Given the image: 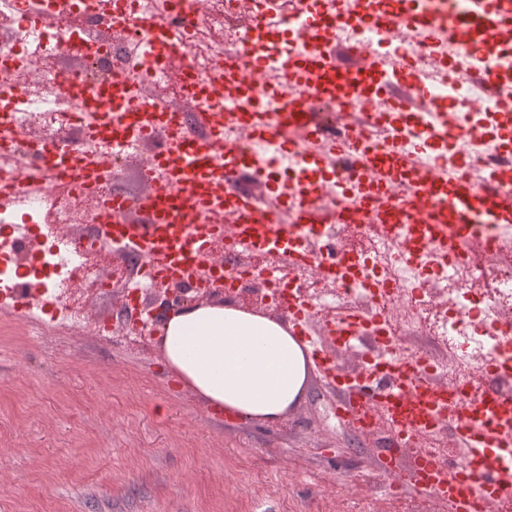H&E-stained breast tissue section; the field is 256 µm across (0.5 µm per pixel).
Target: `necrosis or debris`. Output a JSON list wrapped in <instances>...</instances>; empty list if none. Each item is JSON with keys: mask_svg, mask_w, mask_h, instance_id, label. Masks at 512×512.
Returning <instances> with one entry per match:
<instances>
[{"mask_svg": "<svg viewBox=\"0 0 512 512\" xmlns=\"http://www.w3.org/2000/svg\"><path fill=\"white\" fill-rule=\"evenodd\" d=\"M323 3L304 0L299 9L293 0H286L285 22L272 30L259 23L262 0H251L247 7L241 0H175L174 14H193L201 20L193 41L182 49L184 65L194 75L209 73L219 65L248 70L257 62L267 71L279 69L284 56L305 55L307 44L299 32L321 12ZM94 8L93 0H55L56 19L48 23L26 13L22 0H0V108L8 106L18 89L29 92L27 105L14 118L25 138L10 149L7 164L0 167V180L23 185L20 192L0 194V277L14 279L9 300L30 310L39 306L31 278L49 280L58 320L108 339L137 321L139 297H130L120 317L107 320L91 319L86 306L112 284L143 277L145 264L130 255L110 270H103L102 262L110 251L80 245V238L87 235L81 224L87 213L99 212L114 185L126 181L129 175H136L141 186H148L155 175L153 159L147 155L145 144L126 141L112 149L111 180L96 187L30 175L36 163V147L42 142L56 141L91 156L98 150L93 140L81 137L79 102L67 94L65 86L108 81L112 76L111 58L86 61L61 55L52 80L37 75L32 68L62 32H69L76 42L91 35L107 41V34L98 33L91 19ZM335 44L347 51L364 47L375 54L408 57L427 77L421 96L428 101L447 102L452 111L460 113L461 121L448 139V154L453 157L470 152L471 176H481L490 166H512V150L500 140L490 139L488 150L483 152L471 147L474 133L507 120L498 91L476 78L445 79L439 53L426 38L415 34L394 38L372 20L341 26ZM142 86L146 103L165 108L173 116L192 115L201 107L190 85L178 84L165 67H156L145 75ZM325 110L336 116L328 133L367 131L375 140L384 138L382 127L373 120L372 109L360 99L339 100L326 105ZM224 140L243 151L268 154L277 173L292 176L300 167L297 150L281 153L278 146L260 141L240 127L226 125ZM345 187L344 181L332 178L315 201L329 217L324 231L339 240L343 252L365 264L368 274L380 280V287L340 284L316 274L307 265H295L271 276L267 273L271 257L252 253L233 268L231 280L224 287L225 299L246 298L269 306L290 287L304 293L317 309L355 306L365 315L386 321V333L393 339L392 356L421 361L436 377L468 388L498 365L512 364V253L484 245L444 266L406 261L402 237L377 232L372 225L359 221L338 222L336 214ZM412 336L432 340L435 352L429 355L412 348L408 342ZM445 436V431L438 430L408 439L399 473L385 478L390 499L407 501L409 512H447L440 500L406 495L417 455L439 461L448 456L443 445Z\"/></svg>", "mask_w": 512, "mask_h": 512, "instance_id": "4bbe7bcc", "label": "necrosis or debris"}]
</instances>
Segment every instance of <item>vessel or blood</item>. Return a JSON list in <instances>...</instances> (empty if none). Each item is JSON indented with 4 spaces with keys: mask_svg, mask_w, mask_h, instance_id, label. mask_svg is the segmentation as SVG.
I'll use <instances>...</instances> for the list:
<instances>
[{
    "mask_svg": "<svg viewBox=\"0 0 512 512\" xmlns=\"http://www.w3.org/2000/svg\"><path fill=\"white\" fill-rule=\"evenodd\" d=\"M370 0H326L322 18L305 28L308 53L288 58L283 74L255 87L250 74L218 71L194 79L198 95L211 103L198 113L196 127L174 122L169 112L140 102L132 82L114 76L102 87L80 95L81 121L87 134L104 149L121 139H142L157 144L159 178L135 198L116 194L103 210L110 230H94L95 241L111 245L116 255L133 253L145 260L154 280L223 281V259L212 254V241L228 240L232 250L263 251L290 263H307L339 279H361L363 272L351 256L334 248L312 249L311 238L322 214L312 206L315 185L307 178L268 179L265 192L291 214L290 223L276 212H259L233 188L248 173L268 168L260 153L242 155L224 142L225 124L247 126L259 138L280 144L285 131L298 133L306 146L307 169L333 166L341 147L324 140L311 118L314 104L363 94L387 128L384 150L364 137L352 143L354 163L345 175L351 193L341 206L340 218L365 215L385 232L396 225L408 227L404 251L408 258L429 253L445 261L490 240L512 248V196L499 194L494 185L499 171L484 182L471 178L468 155L448 167L431 169L408 141L407 115L386 91L381 75L390 66L410 71L406 60L390 63L359 50L354 67H339L329 39L336 28L366 20ZM196 17L184 15L177 26L156 21L146 32L136 66L147 70L158 59H171L181 48V34L194 29ZM384 30L415 33L451 48L450 64L466 59L469 70L490 88L505 83L500 72L488 69L487 60L503 42L512 40V0H469L466 12L449 14L447 0H430L427 9L384 16ZM230 96L235 111L227 112L217 100ZM284 97V112H264L258 96ZM430 143L440 149L460 122L458 113L433 104L427 114ZM40 170L93 183L108 170L103 156L91 161L59 143L47 141L38 150ZM403 193L390 197L391 187ZM238 214L235 224L218 221L224 212ZM282 305L295 335L307 344L317 370L336 393L332 414L346 428L366 434L378 422L392 432L378 457L383 472L397 468L399 449L407 436L447 429L461 453L460 460L434 461L421 456L413 487L418 494L446 501L448 512H490L503 490L512 487V396L493 385L466 391L432 376L417 362L391 356L390 341L371 335L369 317L348 308L337 319L315 325L309 300L293 291ZM368 344L357 369L345 370L339 358Z\"/></svg>",
    "mask_w": 512,
    "mask_h": 512,
    "instance_id": "obj_1",
    "label": "vessel or blood"
}]
</instances>
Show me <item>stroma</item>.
Returning a JSON list of instances; mask_svg holds the SVG:
<instances>
[{
  "mask_svg": "<svg viewBox=\"0 0 512 512\" xmlns=\"http://www.w3.org/2000/svg\"><path fill=\"white\" fill-rule=\"evenodd\" d=\"M160 337L0 306V512H402L374 474L379 440L335 427L318 374L258 424L207 404Z\"/></svg>",
  "mask_w": 512,
  "mask_h": 512,
  "instance_id": "stroma-1",
  "label": "stroma"
}]
</instances>
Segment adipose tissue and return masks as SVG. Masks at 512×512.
I'll list each match as a JSON object with an SVG mask.
<instances>
[{"label":"adipose tissue","instance_id":"ef3b65f1","mask_svg":"<svg viewBox=\"0 0 512 512\" xmlns=\"http://www.w3.org/2000/svg\"><path fill=\"white\" fill-rule=\"evenodd\" d=\"M165 362L209 404L265 424L304 399L310 360L288 325L229 303L169 312Z\"/></svg>","mask_w":512,"mask_h":512}]
</instances>
